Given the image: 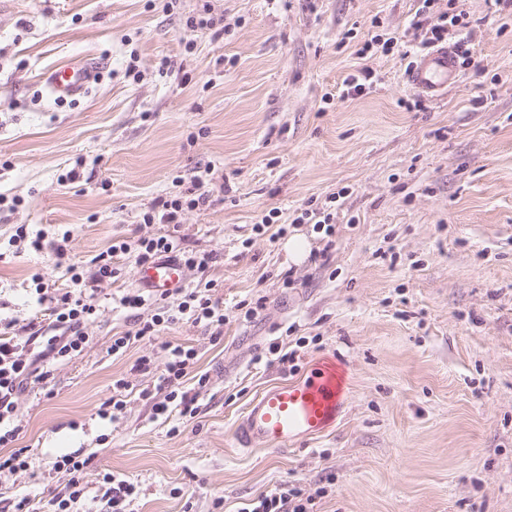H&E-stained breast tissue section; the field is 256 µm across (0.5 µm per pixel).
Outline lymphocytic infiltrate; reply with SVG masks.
<instances>
[{
  "label": "lymphocytic infiltrate",
  "mask_w": 512,
  "mask_h": 512,
  "mask_svg": "<svg viewBox=\"0 0 512 512\" xmlns=\"http://www.w3.org/2000/svg\"><path fill=\"white\" fill-rule=\"evenodd\" d=\"M209 192L204 180H196L192 187L177 194L159 199L142 215L146 224H177L188 210L205 206ZM18 239L30 242L33 251L51 247L58 263L64 264L70 276L71 288L62 293L39 289V301L49 307L53 323L60 328L57 336L36 341L35 337L20 339L11 324L0 323V447L10 449L7 458H0V471H15L26 465L25 451L16 441L20 426L17 422L16 394L31 384H45L51 379V361L71 357L81 352L88 341L86 325L97 313L96 283L118 277L121 273L116 261L120 256L134 255L137 264H144L163 257H171L185 267L196 271L197 280L192 287L178 289L175 295H158L153 300L158 311L150 321L139 324L134 334L112 339L113 354L124 353L132 339L158 335L165 327L183 320L204 324L222 333L224 307L215 298L216 283L205 275L213 261L212 255H199L183 247L172 235L140 236L111 243L106 250L92 257L86 264L70 260V233L61 239L45 243L43 234H28L26 227L17 230ZM163 363L150 358H139L136 367L147 371L158 369V383L154 389L153 409L156 414H166L171 404H179L182 416H195L197 398L183 391L185 378L194 372L197 352L183 345H165ZM93 466L92 458L73 454L59 456L54 468L61 475L66 493L52 498L48 512H79L88 492L86 475ZM238 512H313V500L303 495L301 489L281 485L274 492L246 500Z\"/></svg>",
  "instance_id": "obj_1"
}]
</instances>
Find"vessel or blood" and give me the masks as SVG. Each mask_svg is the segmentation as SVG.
Returning a JSON list of instances; mask_svg holds the SVG:
<instances>
[{
  "mask_svg": "<svg viewBox=\"0 0 512 512\" xmlns=\"http://www.w3.org/2000/svg\"><path fill=\"white\" fill-rule=\"evenodd\" d=\"M100 69V62L90 60L57 65L46 76L50 98L65 101L85 94ZM408 78L423 97L442 96L459 78L456 47L447 43L427 49L414 62ZM135 281L150 294H169L185 285L187 270L178 261L161 258L138 266ZM344 394V379L332 368L272 386L248 404L234 429V439L244 448L263 446L288 451L297 442L316 438L335 424Z\"/></svg>",
  "mask_w": 512,
  "mask_h": 512,
  "instance_id": "b4317fda",
  "label": "vessel or blood"
}]
</instances>
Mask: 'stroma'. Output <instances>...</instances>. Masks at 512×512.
<instances>
[{"instance_id": "stroma-1", "label": "stroma", "mask_w": 512, "mask_h": 512, "mask_svg": "<svg viewBox=\"0 0 512 512\" xmlns=\"http://www.w3.org/2000/svg\"><path fill=\"white\" fill-rule=\"evenodd\" d=\"M420 0H6L0 10V321L20 338L54 335L33 272L70 286L51 251L11 243L18 225L73 261L115 239L173 235L213 255L224 332L182 321L112 356L135 316L112 301L135 287L133 256L98 285L88 343L20 391L25 468L0 474V512L46 506L64 484L59 455L93 456L96 496L111 472L138 484L134 512H238L280 484L315 512H512V20L464 0L473 35L459 82L427 99L406 80L420 51ZM210 10L223 37L187 26ZM391 52L358 56L373 35ZM193 52H185V43ZM136 56L138 78L125 76ZM108 67L84 96L50 99L54 65ZM166 70H159L160 60ZM371 86L344 96L362 69ZM78 181L66 182L71 168ZM210 192L178 225H142L174 178ZM331 231L296 223L307 207ZM287 232L254 226L271 209ZM307 244L301 261L288 242ZM193 347L209 382L195 418L154 415L144 391L164 344ZM336 367L335 425L294 449L243 450L233 426L269 387ZM128 382L117 421L98 411Z\"/></svg>"}]
</instances>
